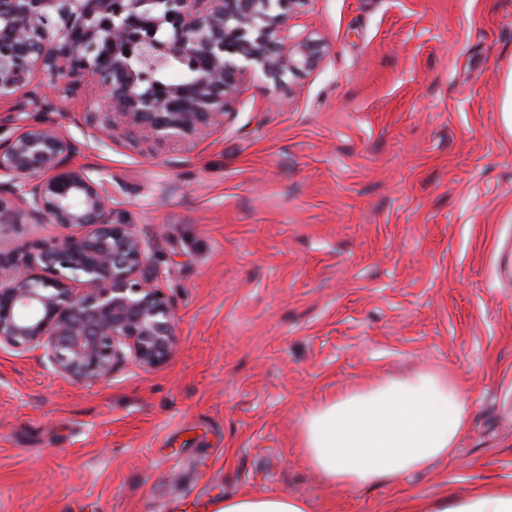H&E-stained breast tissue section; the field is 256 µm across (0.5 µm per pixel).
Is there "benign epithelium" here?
<instances>
[{
	"label": "benign epithelium",
	"instance_id": "1",
	"mask_svg": "<svg viewBox=\"0 0 512 512\" xmlns=\"http://www.w3.org/2000/svg\"><path fill=\"white\" fill-rule=\"evenodd\" d=\"M309 0H0V101L22 95L57 111L92 86L97 130L157 143L201 142L224 124L239 78L312 69L320 46L288 20ZM173 66L184 77L171 82ZM75 145L51 122L0 140V224L21 211L63 229L30 250L0 255V349H39L53 370L95 383L129 362L150 371L171 354L175 321L144 275L149 246L112 207L92 168L70 165Z\"/></svg>",
	"mask_w": 512,
	"mask_h": 512
}]
</instances>
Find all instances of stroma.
Segmentation results:
<instances>
[{
    "label": "stroma",
    "mask_w": 512,
    "mask_h": 512,
    "mask_svg": "<svg viewBox=\"0 0 512 512\" xmlns=\"http://www.w3.org/2000/svg\"><path fill=\"white\" fill-rule=\"evenodd\" d=\"M310 70L244 78L207 140H110L52 120L148 242L169 359L89 385L0 350V512H206L236 493L312 512L512 484V0H309ZM54 224L0 228V251ZM422 369L465 387L455 451L396 484L328 488L295 431L333 393Z\"/></svg>",
    "instance_id": "35a3bbf8"
}]
</instances>
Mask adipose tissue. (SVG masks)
<instances>
[{
	"mask_svg": "<svg viewBox=\"0 0 512 512\" xmlns=\"http://www.w3.org/2000/svg\"><path fill=\"white\" fill-rule=\"evenodd\" d=\"M467 394L441 369L388 378L322 400L301 418L297 440L310 468L333 487L360 490L402 480L450 455L465 426ZM390 512H512V487L487 483L469 495L445 491L394 502ZM208 512H312L302 498L241 493Z\"/></svg>",
	"mask_w": 512,
	"mask_h": 512,
	"instance_id": "1",
	"label": "adipose tissue"
}]
</instances>
